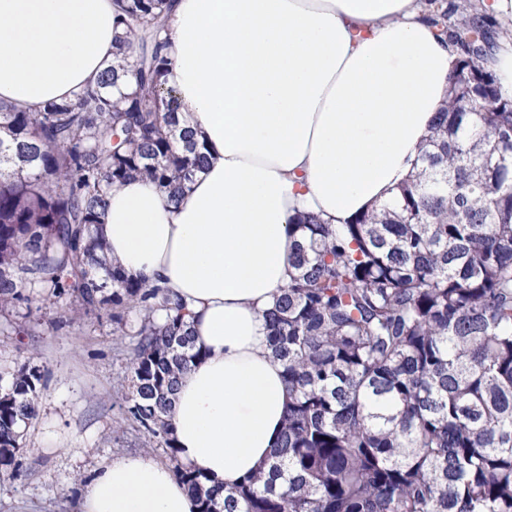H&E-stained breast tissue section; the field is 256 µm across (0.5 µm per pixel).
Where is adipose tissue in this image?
Segmentation results:
<instances>
[{
    "mask_svg": "<svg viewBox=\"0 0 512 512\" xmlns=\"http://www.w3.org/2000/svg\"><path fill=\"white\" fill-rule=\"evenodd\" d=\"M174 4L164 82L207 162L175 202L146 179L114 186L98 233L108 260L186 303L202 356L175 392L178 457L229 485L266 467L288 406L263 312L294 271L293 216L344 224L395 194L455 52L420 0ZM113 32V0H0V100L35 112L97 82ZM81 509L198 512L148 451L97 470Z\"/></svg>",
    "mask_w": 512,
    "mask_h": 512,
    "instance_id": "adipose-tissue-1",
    "label": "adipose tissue"
}]
</instances>
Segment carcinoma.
Masks as SVG:
<instances>
[{
  "instance_id": "carcinoma-1",
  "label": "carcinoma",
  "mask_w": 512,
  "mask_h": 512,
  "mask_svg": "<svg viewBox=\"0 0 512 512\" xmlns=\"http://www.w3.org/2000/svg\"><path fill=\"white\" fill-rule=\"evenodd\" d=\"M115 5L96 85L37 112L0 101V309L29 287L70 294V322L138 311L125 412L169 449L199 512H512V96L488 68L512 30L484 0H429L422 20L456 54L442 116L392 200L292 225L296 273L264 314L285 425L268 468L226 490L179 462L171 433L177 379L202 356L186 305L103 269L112 186L140 176L175 199L204 163L160 83L172 4ZM40 382L21 370L0 390V464Z\"/></svg>"
}]
</instances>
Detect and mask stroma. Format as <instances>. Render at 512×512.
Here are the masks:
<instances>
[{
  "label": "stroma",
  "instance_id": "obj_1",
  "mask_svg": "<svg viewBox=\"0 0 512 512\" xmlns=\"http://www.w3.org/2000/svg\"><path fill=\"white\" fill-rule=\"evenodd\" d=\"M0 312V368L41 375L35 417L15 457L0 465V512H81L83 489L111 460L167 449L127 420L124 396L135 339L102 311L66 320L63 308L41 306L40 289Z\"/></svg>",
  "mask_w": 512,
  "mask_h": 512
}]
</instances>
